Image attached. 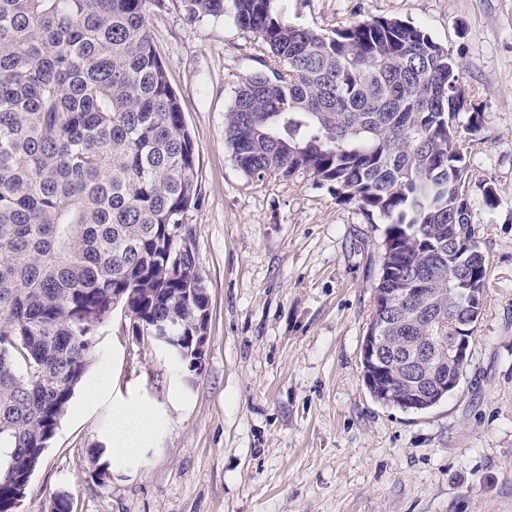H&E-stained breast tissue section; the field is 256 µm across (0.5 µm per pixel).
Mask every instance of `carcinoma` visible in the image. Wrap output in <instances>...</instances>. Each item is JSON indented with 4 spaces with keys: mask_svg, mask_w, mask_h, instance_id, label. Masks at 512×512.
<instances>
[{
    "mask_svg": "<svg viewBox=\"0 0 512 512\" xmlns=\"http://www.w3.org/2000/svg\"><path fill=\"white\" fill-rule=\"evenodd\" d=\"M188 20L224 0H182ZM163 0H0V512L41 464L76 387L96 360L94 333L115 309L134 336L170 325L176 367L197 375L210 299L186 228L200 202L198 160L159 57L148 4ZM258 35L266 78L234 91L224 141L248 177L309 173L341 204L386 225L377 284L403 275L422 306L397 305L393 340L439 332L436 303L470 255L462 131L481 122L458 66L421 28L396 19L329 33L290 25L272 0H232Z\"/></svg>",
    "mask_w": 512,
    "mask_h": 512,
    "instance_id": "cac0c4a2",
    "label": "carcinoma"
}]
</instances>
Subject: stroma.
Returning <instances> with one entry per match:
<instances>
[{
	"label": "stroma",
	"instance_id": "stroma-1",
	"mask_svg": "<svg viewBox=\"0 0 512 512\" xmlns=\"http://www.w3.org/2000/svg\"><path fill=\"white\" fill-rule=\"evenodd\" d=\"M273 7L317 30L408 21L457 62L482 116L461 148L487 268L461 382L426 411L373 398L361 347L384 225L311 175L257 181L236 166L224 117L259 66L258 38L227 16L188 21L181 0H163L150 27L198 155L201 198L186 223L210 298L204 363L184 376L115 310L21 512H51L61 494L72 512H512V0ZM133 405L154 412L153 439L118 461L113 414Z\"/></svg>",
	"mask_w": 512,
	"mask_h": 512
}]
</instances>
